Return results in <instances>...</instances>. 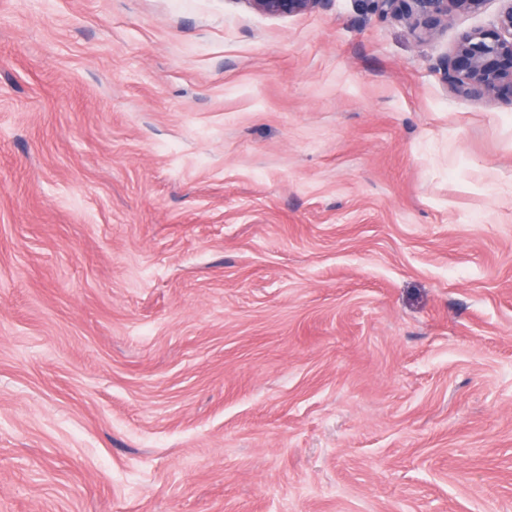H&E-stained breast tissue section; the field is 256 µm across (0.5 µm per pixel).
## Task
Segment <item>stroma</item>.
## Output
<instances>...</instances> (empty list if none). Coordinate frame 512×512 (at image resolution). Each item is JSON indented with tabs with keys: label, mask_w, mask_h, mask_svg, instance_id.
Wrapping results in <instances>:
<instances>
[{
	"label": "stroma",
	"mask_w": 512,
	"mask_h": 512,
	"mask_svg": "<svg viewBox=\"0 0 512 512\" xmlns=\"http://www.w3.org/2000/svg\"><path fill=\"white\" fill-rule=\"evenodd\" d=\"M501 7L0 0V512H512ZM252 7L271 16H288L310 12L324 0H247ZM381 18L408 22L420 36H431L448 22L453 12H478L486 0H366ZM501 1L495 20L460 33L453 54L441 62L457 93L483 99L507 87L512 97V1Z\"/></svg>",
	"instance_id": "35a3bbf8"
}]
</instances>
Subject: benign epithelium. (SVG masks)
<instances>
[{
  "label": "benign epithelium",
  "instance_id": "benign-epithelium-1",
  "mask_svg": "<svg viewBox=\"0 0 512 512\" xmlns=\"http://www.w3.org/2000/svg\"><path fill=\"white\" fill-rule=\"evenodd\" d=\"M271 16L310 12L324 0H247ZM381 18L408 22L421 36H431L448 23L454 12H478L486 0H367ZM486 27L460 33L453 54L441 62L444 79L452 88L474 99L486 98L506 87L512 91V0Z\"/></svg>",
  "mask_w": 512,
  "mask_h": 512
}]
</instances>
